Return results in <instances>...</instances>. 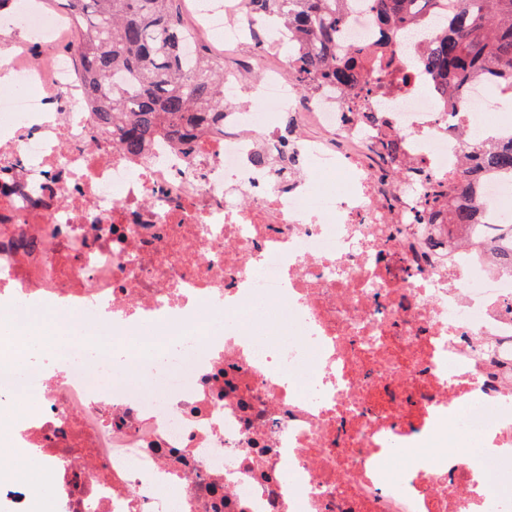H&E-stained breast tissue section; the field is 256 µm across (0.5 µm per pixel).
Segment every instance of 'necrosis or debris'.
Segmentation results:
<instances>
[{
  "mask_svg": "<svg viewBox=\"0 0 512 512\" xmlns=\"http://www.w3.org/2000/svg\"><path fill=\"white\" fill-rule=\"evenodd\" d=\"M233 50L269 40L249 0H193ZM336 51L365 48L370 95L292 59L224 74L247 96L126 154L87 107L71 57L0 41V304L16 333L56 312L71 343L48 372L0 352V404L34 399L0 446L35 448L36 482L0 476V512H512L468 449L512 462V270L442 228L477 166L483 81L434 92L388 43L369 0H347ZM31 41L67 18L20 5ZM403 142L390 161L387 137ZM512 222V180L478 176ZM438 205L427 223L417 213ZM150 331L136 362L89 333ZM410 464L386 471L397 454Z\"/></svg>",
  "mask_w": 512,
  "mask_h": 512,
  "instance_id": "1",
  "label": "necrosis or debris"
}]
</instances>
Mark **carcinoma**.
<instances>
[{
  "mask_svg": "<svg viewBox=\"0 0 512 512\" xmlns=\"http://www.w3.org/2000/svg\"><path fill=\"white\" fill-rule=\"evenodd\" d=\"M182 0H64L77 22L73 44L90 111L112 127L123 148L141 153L160 134L178 138L202 121L224 120V62L193 43ZM377 23L390 33L419 24L431 28V44L417 58L440 90H465L478 76L491 87L512 89V0H461L459 16L448 23V0H370ZM343 0H252L255 17L286 32L298 47L293 74L303 86L316 76L339 85L363 79L366 51L348 47L333 55L343 24ZM512 134L491 139L479 163L495 177L512 178ZM472 171L458 179L448 200V238L462 231L482 237L494 256L512 265V224H479L490 207L471 191Z\"/></svg>",
  "mask_w": 512,
  "mask_h": 512,
  "instance_id": "cac0c4a2",
  "label": "carcinoma"
}]
</instances>
